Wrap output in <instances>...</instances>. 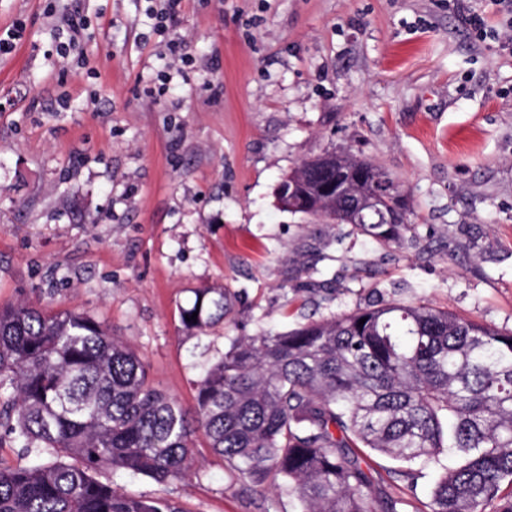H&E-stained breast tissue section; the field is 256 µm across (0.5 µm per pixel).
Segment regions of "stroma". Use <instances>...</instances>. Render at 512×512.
I'll return each instance as SVG.
<instances>
[{"label":"stroma","instance_id":"35a3bbf8","mask_svg":"<svg viewBox=\"0 0 512 512\" xmlns=\"http://www.w3.org/2000/svg\"><path fill=\"white\" fill-rule=\"evenodd\" d=\"M69 4L0 0V30L24 28L0 55V304L89 312L187 408L232 337L379 300L512 332V12L499 0H180L164 35L148 0H85L81 65L56 51ZM177 37L189 67L167 50ZM326 149L398 182L400 242L278 207L281 178ZM205 285L231 294L232 320L193 337L179 310ZM194 444L182 481L116 474L114 487L179 512H300L283 483ZM368 463L398 512H429L434 466L411 483L399 461Z\"/></svg>","mask_w":512,"mask_h":512}]
</instances>
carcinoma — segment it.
Returning <instances> with one entry per match:
<instances>
[{
    "instance_id": "obj_1",
    "label": "carcinoma",
    "mask_w": 512,
    "mask_h": 512,
    "mask_svg": "<svg viewBox=\"0 0 512 512\" xmlns=\"http://www.w3.org/2000/svg\"><path fill=\"white\" fill-rule=\"evenodd\" d=\"M338 179L335 223L380 240L409 225L391 175L348 154L312 178L292 170L276 195L321 218L319 189ZM232 313L230 294L206 286L180 319L204 335ZM195 387L190 413L85 310L1 304L0 428L31 464L0 465V512H178L107 475L172 484L191 470L198 432L240 477L287 482L301 512H397L362 448L407 464L411 479L418 462L438 465L430 512H512V333L382 300L236 337Z\"/></svg>"
}]
</instances>
